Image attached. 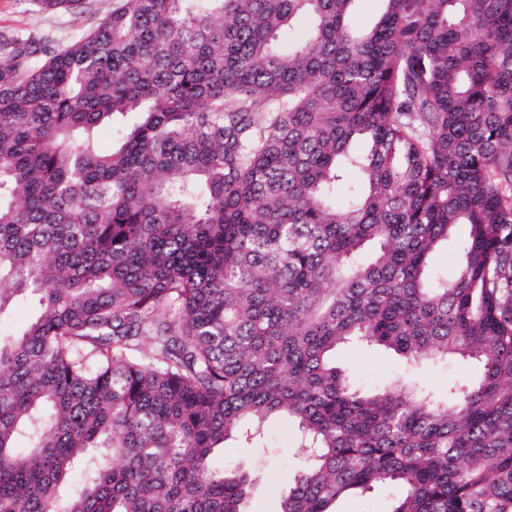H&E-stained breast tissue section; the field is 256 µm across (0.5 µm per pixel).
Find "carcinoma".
Segmentation results:
<instances>
[{
    "mask_svg": "<svg viewBox=\"0 0 512 512\" xmlns=\"http://www.w3.org/2000/svg\"><path fill=\"white\" fill-rule=\"evenodd\" d=\"M355 2L0 32V320L40 306L0 336V512H246L250 474L210 455L276 414L304 457L276 512L386 483L389 512H512V0H382L369 26ZM459 225L450 281L429 260ZM353 342L479 375L362 390ZM39 309L38 299L28 297L19 302L13 309L11 320L5 325V330L17 331L25 327L36 315Z\"/></svg>",
    "mask_w": 512,
    "mask_h": 512,
    "instance_id": "cac0c4a2",
    "label": "carcinoma"
}]
</instances>
